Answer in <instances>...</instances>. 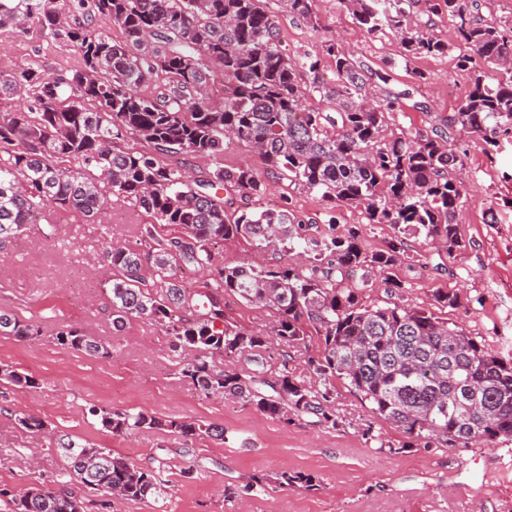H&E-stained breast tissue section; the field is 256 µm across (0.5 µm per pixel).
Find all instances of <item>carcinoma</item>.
I'll list each match as a JSON object with an SVG mask.
<instances>
[{
  "label": "carcinoma",
  "instance_id": "carcinoma-1",
  "mask_svg": "<svg viewBox=\"0 0 512 512\" xmlns=\"http://www.w3.org/2000/svg\"><path fill=\"white\" fill-rule=\"evenodd\" d=\"M448 14L465 46L457 67L472 73V86L457 112L441 127L408 140L386 136V114L400 96L375 105L362 95L368 81L384 85L392 72L358 63L336 47L295 51L283 41L267 0H0V27L24 37L34 22L55 39L81 51L84 66L52 75L37 64L0 79V99L26 98L24 109L0 113V249L18 238L47 208L100 222L118 196L135 201L153 219L143 227L145 248L108 245L104 259L113 328L147 319L184 353L180 373L204 394L236 398L285 423L305 416L337 425L333 404L341 379L364 401L372 417L394 424L407 438L399 450L469 448L512 440V364L504 362L464 328L407 302L394 270L407 258L406 239L423 235L462 247L457 213L463 193L450 172L461 164L451 140L465 132L498 147L512 134V24L472 16L470 0H338L367 34L389 29L407 56H438L450 44L413 20L407 8ZM292 20L315 26L314 0H276ZM100 18L122 31L115 40L92 24ZM335 79L320 77L325 59ZM224 76V102L213 104L208 87ZM145 85L148 93L139 92ZM316 93L329 111L308 109ZM127 134L144 151L121 145ZM236 141L262 158L266 174L283 186L275 208L230 212L223 192L259 197L265 182L248 165H220L199 179L166 163L173 154L218 159ZM317 194L322 224L294 208L291 188ZM363 209L368 223L387 224L385 248L367 253L359 230L336 232V209ZM180 233L159 236L157 225ZM249 239L263 250L296 244L310 253L307 268L226 267L214 258L218 240ZM209 271L206 291L189 293L176 269ZM383 287L394 301L365 306L364 288ZM233 293L276 311L269 332L244 330L224 315L223 296ZM322 337L320 357L308 360L314 381L284 371L267 376L261 350L275 337L294 347L306 327ZM31 325L0 307V336L26 338ZM59 344L98 358L110 352L69 326ZM224 355L218 368L211 355ZM245 357V365L234 361ZM0 380L21 387L37 381L10 366ZM101 430L114 435L164 430L189 440H224V427L203 421L161 420L143 411L92 406ZM67 459L63 477L104 496L130 501L166 496L158 466L138 468L108 448L59 439ZM280 486L309 487L312 478L284 471ZM5 512H84L64 488L32 486L5 500Z\"/></svg>",
  "mask_w": 512,
  "mask_h": 512
}]
</instances>
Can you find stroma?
<instances>
[{"mask_svg": "<svg viewBox=\"0 0 512 512\" xmlns=\"http://www.w3.org/2000/svg\"><path fill=\"white\" fill-rule=\"evenodd\" d=\"M316 28L280 16L283 39L296 50L319 48L335 39L347 55L372 67H392L390 84L368 83L374 101L402 93L401 107L387 115L390 136L414 137L457 111L471 78L455 66L454 54L407 59L391 33L366 35L336 0H317ZM30 63L49 73L83 66L80 50L56 40L50 29L32 24L27 37L0 28V77ZM463 154V206L458 215L461 250L446 254L443 242L408 238L414 265L397 267L412 305L458 323L504 361L512 362V137L490 149L478 138L459 135ZM149 215L128 199H113L102 223L88 224L76 214L49 208L39 224L26 227L17 241L0 251V306L35 325L39 336H0V366L33 376L37 387L0 383V490L19 494L35 483L51 484L64 470L57 449L60 437L111 449L138 467L156 464L167 448L164 499L132 502L68 489L84 502V512H512V441H490L471 448L403 449V433L393 424L371 419L360 397L344 383L336 385L333 428L304 420L292 423L269 417L220 393L202 394L178 372V354L168 336L152 322L133 319L115 332L104 288L109 269L103 258L107 239L137 246ZM337 231L361 230L365 251L383 249L393 234L386 224L368 223L362 210H337ZM57 227L45 240L40 224ZM446 262L448 269L435 271ZM453 291L458 308L436 305L434 291ZM226 319L240 327L268 331L273 310L238 296L224 297ZM75 326L107 347L101 359L58 344L56 335ZM323 352V340L309 332L300 347L276 343L264 350L270 374L289 370L310 377L309 358ZM141 410L161 419L203 420L223 426L225 441L210 438L184 444L174 435L145 430L132 435L101 431L90 406ZM33 414L48 428L33 434L17 417ZM193 477H185L187 469ZM282 471L312 475L314 489L281 487ZM267 478L265 489L244 492L253 477ZM234 489L235 498L224 496Z\"/></svg>", "mask_w": 512, "mask_h": 512, "instance_id": "1", "label": "stroma"}]
</instances>
